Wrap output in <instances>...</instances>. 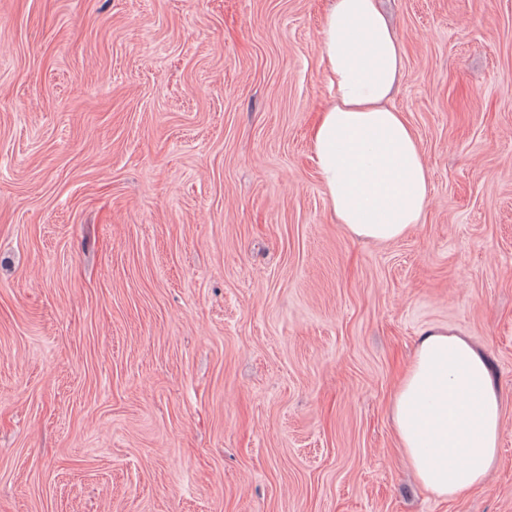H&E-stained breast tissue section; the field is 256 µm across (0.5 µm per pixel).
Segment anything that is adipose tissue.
<instances>
[{"instance_id":"obj_1","label":"adipose tissue","mask_w":512,"mask_h":512,"mask_svg":"<svg viewBox=\"0 0 512 512\" xmlns=\"http://www.w3.org/2000/svg\"><path fill=\"white\" fill-rule=\"evenodd\" d=\"M320 50L332 98L310 147L329 209L351 237L402 239L430 201L417 134L388 105L402 77V39L378 0H328ZM390 414L408 464L438 499L481 486L497 463L500 398L485 355L467 337L424 330Z\"/></svg>"}]
</instances>
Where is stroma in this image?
Listing matches in <instances>:
<instances>
[{"instance_id": "1", "label": "stroma", "mask_w": 512, "mask_h": 512, "mask_svg": "<svg viewBox=\"0 0 512 512\" xmlns=\"http://www.w3.org/2000/svg\"><path fill=\"white\" fill-rule=\"evenodd\" d=\"M328 0H0V512H512V0H382L422 224L351 238L309 130ZM486 356L484 485L417 483L420 333Z\"/></svg>"}]
</instances>
